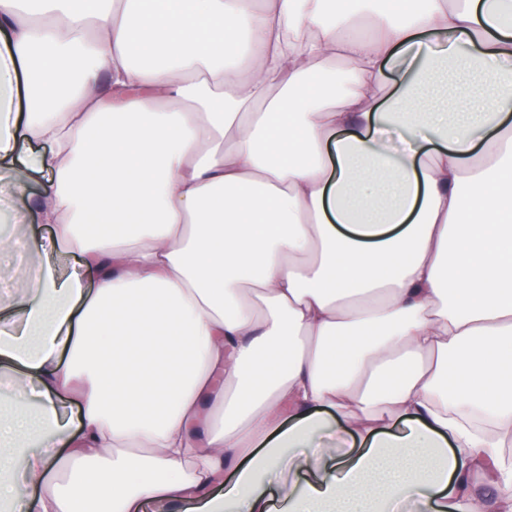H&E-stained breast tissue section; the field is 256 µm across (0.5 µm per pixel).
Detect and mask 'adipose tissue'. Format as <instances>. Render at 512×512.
Wrapping results in <instances>:
<instances>
[{
  "label": "adipose tissue",
  "mask_w": 512,
  "mask_h": 512,
  "mask_svg": "<svg viewBox=\"0 0 512 512\" xmlns=\"http://www.w3.org/2000/svg\"><path fill=\"white\" fill-rule=\"evenodd\" d=\"M0 169V512H512V0H0ZM22 187L17 190L16 195L3 193L0 194V210L1 206L8 207V203L14 202L18 204L14 211L17 214V220L13 224L16 227L15 237L17 239V247L14 255L8 260L0 259V296L6 297L13 286L24 280H33L41 266L40 257L32 252L33 243H47L50 239H54L55 228L49 224H40L41 222L36 215L35 210L24 206L22 195H35L47 186L48 181L44 176H34L32 179L25 181L20 178Z\"/></svg>",
  "instance_id": "1"
}]
</instances>
